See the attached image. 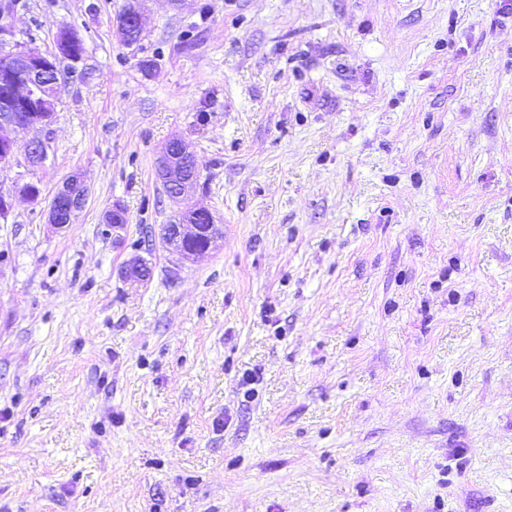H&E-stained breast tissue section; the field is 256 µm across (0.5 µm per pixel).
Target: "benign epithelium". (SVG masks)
<instances>
[{
    "label": "benign epithelium",
    "mask_w": 512,
    "mask_h": 512,
    "mask_svg": "<svg viewBox=\"0 0 512 512\" xmlns=\"http://www.w3.org/2000/svg\"><path fill=\"white\" fill-rule=\"evenodd\" d=\"M9 14H0V82L11 84V94L0 100V167L12 164L18 151L24 152L27 166H42L48 158V142L43 140L19 141L3 134L10 129L23 133L37 126L52 123L57 103L58 85L77 77L79 60L73 58L71 45L74 35L63 28L58 33L55 51L42 53L28 47L24 40L16 39V33L8 23ZM144 33L142 0H127L122 13L118 35L122 45H138ZM29 112L37 119L20 121L17 113ZM159 174L168 186V196L179 198L198 180L197 156L179 141L162 149L158 161ZM55 204L49 207L47 223L64 226L72 222L75 214L84 206L87 188L77 178L66 183L56 193ZM209 223V240L200 247H189L202 234L199 218ZM217 228L211 212L198 207L184 213L174 224L162 227V239L180 258L187 259L208 253L214 248Z\"/></svg>",
    "instance_id": "benign-epithelium-1"
}]
</instances>
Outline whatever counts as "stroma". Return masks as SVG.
I'll list each match as a JSON object with an SVG mask.
<instances>
[{"label":"stroma","mask_w":512,"mask_h":512,"mask_svg":"<svg viewBox=\"0 0 512 512\" xmlns=\"http://www.w3.org/2000/svg\"><path fill=\"white\" fill-rule=\"evenodd\" d=\"M124 4L13 14L85 75L0 171L41 188L0 220V512H512V10L145 0L129 48ZM194 204L221 237L181 261ZM142 2V0H128L123 13L120 12L115 18L116 25H119L117 32L123 46H136L143 38ZM119 19L120 23H118ZM159 174L168 186V196L182 197L198 180L199 161L184 142L163 147L158 161ZM199 170V172H198ZM55 204L47 212L48 224L64 226L70 224L75 214L84 206L87 188L78 179H72L56 193ZM176 224H164L162 227V239L165 244L180 258L187 259L198 257L208 253L214 248L217 228L211 212L206 207H198L185 212ZM199 217H204L209 223V240L201 247L188 248L187 245L196 242L202 231V224H198ZM207 223V224H208Z\"/></svg>","instance_id":"1"}]
</instances>
